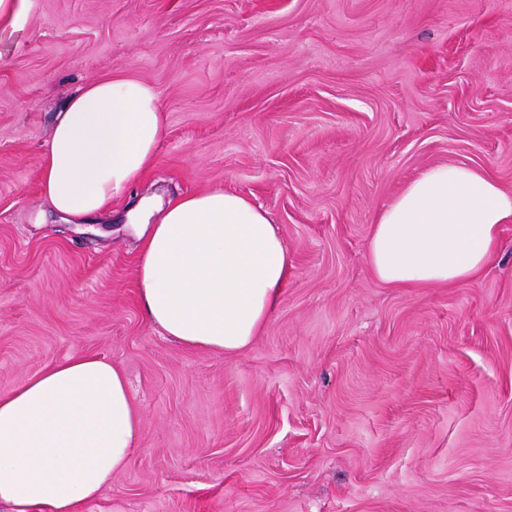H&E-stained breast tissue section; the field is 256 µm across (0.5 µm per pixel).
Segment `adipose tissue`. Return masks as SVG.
I'll use <instances>...</instances> for the list:
<instances>
[{
	"mask_svg": "<svg viewBox=\"0 0 512 512\" xmlns=\"http://www.w3.org/2000/svg\"><path fill=\"white\" fill-rule=\"evenodd\" d=\"M165 124L145 81L83 85L56 117L44 154L41 195L80 221L111 211L154 168ZM142 226L135 269L146 319L182 345L235 355L279 306L292 271L268 211L214 188L126 214ZM512 193L464 162L424 169L376 216L368 264L396 288L457 286L493 258ZM141 413L121 367L76 356L0 394V504L10 512H76L122 471L138 447Z\"/></svg>",
	"mask_w": 512,
	"mask_h": 512,
	"instance_id": "adipose-tissue-1",
	"label": "adipose tissue"
}]
</instances>
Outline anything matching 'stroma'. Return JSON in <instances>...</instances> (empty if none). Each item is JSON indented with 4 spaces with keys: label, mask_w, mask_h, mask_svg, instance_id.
<instances>
[{
    "label": "stroma",
    "mask_w": 512,
    "mask_h": 512,
    "mask_svg": "<svg viewBox=\"0 0 512 512\" xmlns=\"http://www.w3.org/2000/svg\"><path fill=\"white\" fill-rule=\"evenodd\" d=\"M112 77L164 109L135 197L234 191L288 245L240 355L145 319L126 204L71 224L42 202L55 114ZM456 161L512 191V0H30L0 29V393L99 356L142 415L78 512H512V224L466 284L367 263L378 209Z\"/></svg>",
    "instance_id": "stroma-1"
}]
</instances>
